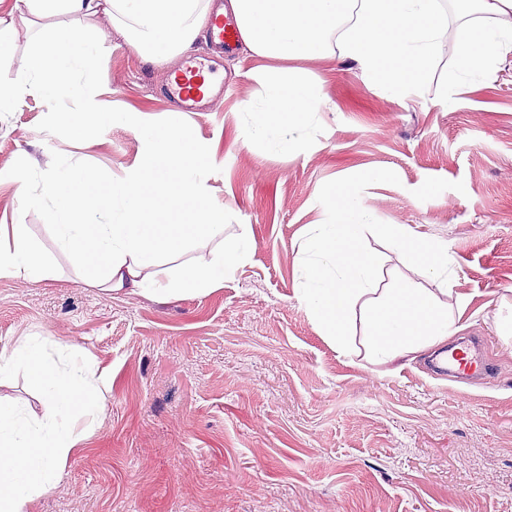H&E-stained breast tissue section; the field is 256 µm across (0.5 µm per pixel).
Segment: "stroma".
<instances>
[{"mask_svg": "<svg viewBox=\"0 0 512 512\" xmlns=\"http://www.w3.org/2000/svg\"><path fill=\"white\" fill-rule=\"evenodd\" d=\"M34 25L17 16L0 81H22ZM451 62L439 51L428 81L393 100L353 64L300 62L323 86L322 110L297 154L273 156L243 137L264 60L219 59L223 96L184 121L224 232L183 258L211 259L242 231L255 249L202 297L100 292L56 244L40 197L52 161L67 153L109 184L143 154L131 129L64 141L72 102L39 95L0 112V224L27 225L54 264L42 279L0 277V348L36 336L53 356L67 344L112 381L99 417L77 420L92 436L33 512H512V343L498 327L512 303V58L462 87L447 84ZM175 67L108 40L94 92L160 126ZM370 169L386 179L365 182ZM341 187L377 223L447 240L460 337L483 338L490 375L434 378L423 356L384 372L320 335L296 297L297 262Z\"/></svg>", "mask_w": 512, "mask_h": 512, "instance_id": "1", "label": "stroma"}]
</instances>
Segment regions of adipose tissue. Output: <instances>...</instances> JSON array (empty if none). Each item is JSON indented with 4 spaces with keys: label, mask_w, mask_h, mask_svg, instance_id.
Segmentation results:
<instances>
[{
    "label": "adipose tissue",
    "mask_w": 512,
    "mask_h": 512,
    "mask_svg": "<svg viewBox=\"0 0 512 512\" xmlns=\"http://www.w3.org/2000/svg\"><path fill=\"white\" fill-rule=\"evenodd\" d=\"M30 14H68L78 24L40 28L23 61L22 82L0 83V112L28 94L74 97L92 82L103 32L110 27L141 60L160 65L189 51L209 22L210 0H22ZM462 18L449 28L438 0H229L246 48L270 65L258 76L254 119L244 132L267 152L294 154L298 133L319 111L322 88L296 68L299 60L338 56L357 66L365 83L387 99L415 91L427 79L444 36H451L456 65L451 84L488 78L512 55V0H457ZM98 127H129L144 147L139 164L99 192L100 175L59 155L42 196L56 242L77 266L88 267L101 292L128 290L145 297L208 295L223 287L251 256L247 233L229 236L222 254L181 265L192 244L223 231L224 214L210 205L198 163L199 147L187 140L182 113L163 125L87 98L68 112L60 130L80 141ZM330 222L309 225L299 265L298 300L338 353L364 350L375 365H391L443 347L462 330L451 301L452 258L437 239L421 238L405 224H380L356 191L327 198ZM191 214L186 224H162L161 209ZM176 261L168 279L155 269ZM402 272H394L390 261ZM52 267L26 225H0V277L44 278ZM27 370L41 413L0 401V512H30L53 490L82 436L79 414H97L110 381L75 351L48 361L38 337L0 350V385Z\"/></svg>",
    "instance_id": "ef3b65f1"
}]
</instances>
